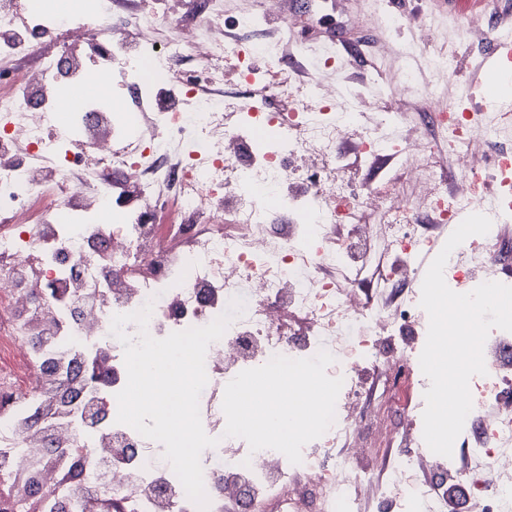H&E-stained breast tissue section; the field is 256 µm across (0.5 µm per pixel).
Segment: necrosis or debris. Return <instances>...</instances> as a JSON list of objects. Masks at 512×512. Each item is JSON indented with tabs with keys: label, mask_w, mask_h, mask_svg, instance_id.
Instances as JSON below:
<instances>
[{
	"label": "necrosis or debris",
	"mask_w": 512,
	"mask_h": 512,
	"mask_svg": "<svg viewBox=\"0 0 512 512\" xmlns=\"http://www.w3.org/2000/svg\"><path fill=\"white\" fill-rule=\"evenodd\" d=\"M118 2L0 0V61L16 62L0 79V354L12 363L0 377V462L31 453L49 376L83 381L46 444L76 466L75 487L47 477L21 497L39 512L76 493L94 498V512L110 501L122 512H198L163 445L116 421L127 372L111 319L152 303L148 332L161 339L209 324L247 286L243 314L205 358L199 410L217 440L200 457L208 512L228 500L239 512H362L352 489L372 481L386 512H448L452 485L483 497L486 512H512V332L490 331L487 373L470 381L473 408L434 482L397 489L428 451L424 399L392 427L368 406L411 379L430 386L414 264L444 246L443 226L483 207L490 182L512 193V154L497 147L512 113L459 112L421 89L434 133L406 138L409 85L391 87L386 111L365 124L366 99L291 76L279 41L253 38L256 15L241 16L233 37L205 0H188L210 44L194 63V26L168 19L160 40L155 13H123ZM231 67L254 109L223 95ZM94 79L145 104L150 124L79 96ZM63 88L75 94L64 117ZM272 98L288 111H266ZM450 157L466 161L452 180L441 169ZM379 160L394 171L360 181L356 166ZM409 178L421 188L413 198L400 192ZM499 230L458 246L445 281H491ZM357 322L364 334L348 335ZM390 331L400 345L385 344ZM371 368L375 390L364 382ZM258 391L283 407L303 393L306 420L291 434L248 423L234 402ZM111 439L122 452L106 466ZM399 439L409 449L375 481L361 463L367 449Z\"/></svg>",
	"instance_id": "1"
}]
</instances>
